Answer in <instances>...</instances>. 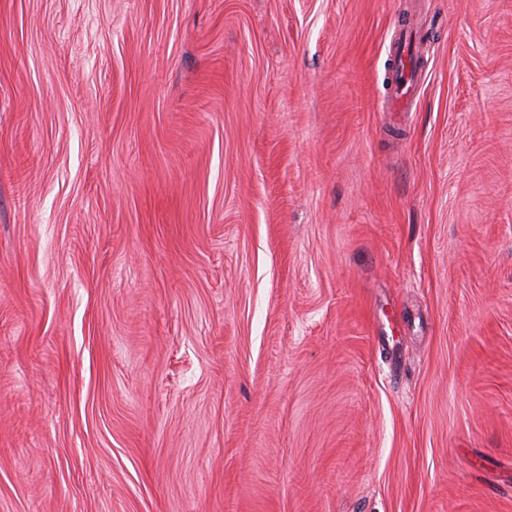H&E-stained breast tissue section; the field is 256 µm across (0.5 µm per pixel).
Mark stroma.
I'll return each mask as SVG.
<instances>
[{
    "label": "stroma",
    "instance_id": "35a3bbf8",
    "mask_svg": "<svg viewBox=\"0 0 512 512\" xmlns=\"http://www.w3.org/2000/svg\"><path fill=\"white\" fill-rule=\"evenodd\" d=\"M0 512H512V0H0ZM393 83L391 106L394 112H408L419 90L416 59L411 44H404L398 52Z\"/></svg>",
    "mask_w": 512,
    "mask_h": 512
}]
</instances>
